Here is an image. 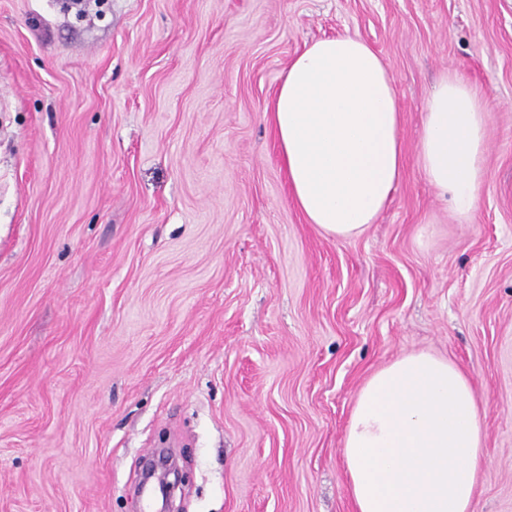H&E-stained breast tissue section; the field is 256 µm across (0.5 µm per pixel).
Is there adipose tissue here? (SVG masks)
<instances>
[{
    "label": "adipose tissue",
    "instance_id": "obj_1",
    "mask_svg": "<svg viewBox=\"0 0 512 512\" xmlns=\"http://www.w3.org/2000/svg\"><path fill=\"white\" fill-rule=\"evenodd\" d=\"M488 107L444 76L426 104L418 164L471 220L485 177ZM269 120L290 195L339 239L361 236L388 204L403 168L400 108L374 48L344 33L290 62ZM485 431L477 392L456 363L420 351L374 372L344 442L354 512H474Z\"/></svg>",
    "mask_w": 512,
    "mask_h": 512
}]
</instances>
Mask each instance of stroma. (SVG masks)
I'll use <instances>...</instances> for the list:
<instances>
[{"label":"stroma","mask_w":512,"mask_h":512,"mask_svg":"<svg viewBox=\"0 0 512 512\" xmlns=\"http://www.w3.org/2000/svg\"><path fill=\"white\" fill-rule=\"evenodd\" d=\"M382 58L402 177L360 237L309 224L267 113L340 33ZM489 105L458 219L417 151L443 74ZM427 351L485 412L477 512H512V0H0V512H353L363 383ZM162 450L163 449L157 452V460L152 459L147 464V467L144 470V484L151 478H156L159 491L162 496V510L160 511L167 512L170 511L169 508L173 498L172 483L169 480V475L172 469L169 463V459L165 457L164 454H162V456L160 455Z\"/></svg>","instance_id":"1"}]
</instances>
